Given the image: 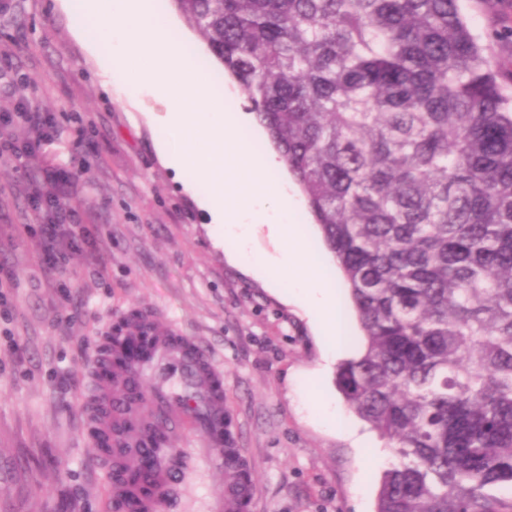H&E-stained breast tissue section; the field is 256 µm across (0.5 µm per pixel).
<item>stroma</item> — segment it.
<instances>
[{"mask_svg":"<svg viewBox=\"0 0 512 512\" xmlns=\"http://www.w3.org/2000/svg\"><path fill=\"white\" fill-rule=\"evenodd\" d=\"M154 7L205 59L225 110L244 111L172 0ZM462 8L472 33L512 63V0ZM24 110L51 125L22 120ZM166 112L152 91L102 76L60 0L0 6V135L36 145L0 156V512H116L93 451L90 363L135 309L176 323L223 366L224 409L255 483L248 512H374L385 441L349 409L335 372L319 373L324 339L304 312L214 246L220 230L186 192L190 173L158 156ZM55 196L89 236L50 270L39 233L48 216L33 200ZM327 398L341 430L317 418ZM223 479L185 471L161 512H203Z\"/></svg>","mask_w":512,"mask_h":512,"instance_id":"1","label":"stroma"}]
</instances>
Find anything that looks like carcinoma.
<instances>
[{
	"label": "carcinoma",
	"mask_w": 512,
	"mask_h": 512,
	"mask_svg": "<svg viewBox=\"0 0 512 512\" xmlns=\"http://www.w3.org/2000/svg\"><path fill=\"white\" fill-rule=\"evenodd\" d=\"M172 2L343 273L363 345L336 385L394 457L376 512H512V72L461 0Z\"/></svg>",
	"instance_id": "1"
}]
</instances>
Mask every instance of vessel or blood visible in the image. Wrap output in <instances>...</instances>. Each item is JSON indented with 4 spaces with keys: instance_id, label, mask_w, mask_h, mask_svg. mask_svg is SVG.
Instances as JSON below:
<instances>
[{
    "instance_id": "b4317fda",
    "label": "vessel or blood",
    "mask_w": 512,
    "mask_h": 512,
    "mask_svg": "<svg viewBox=\"0 0 512 512\" xmlns=\"http://www.w3.org/2000/svg\"><path fill=\"white\" fill-rule=\"evenodd\" d=\"M121 336L130 341L140 336L150 338L149 355L128 361L119 382L129 390L141 380H149L153 405L160 415L159 427L167 430L173 421L180 420L195 437L196 447L183 449V456L204 470L219 461L229 470L245 464L240 449L224 446V371L213 357L155 312L132 311ZM174 479L172 470L158 473L154 493L143 503L145 512H158ZM253 494V485L225 477L223 492L209 499L204 512H238L241 503Z\"/></svg>"
}]
</instances>
